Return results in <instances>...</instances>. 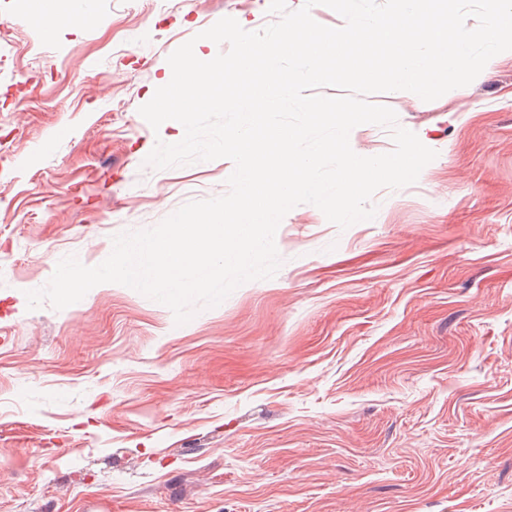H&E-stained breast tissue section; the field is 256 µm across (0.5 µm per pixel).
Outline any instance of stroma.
I'll list each match as a JSON object with an SVG mask.
<instances>
[{
  "instance_id": "35a3bbf8",
  "label": "stroma",
  "mask_w": 512,
  "mask_h": 512,
  "mask_svg": "<svg viewBox=\"0 0 512 512\" xmlns=\"http://www.w3.org/2000/svg\"><path fill=\"white\" fill-rule=\"evenodd\" d=\"M0 0V512H512V53L426 102L370 95L437 153L374 219L283 218L274 278L176 325L116 283L28 310L58 262L224 195L157 170L168 56L269 0ZM90 15L76 27L73 16Z\"/></svg>"
}]
</instances>
